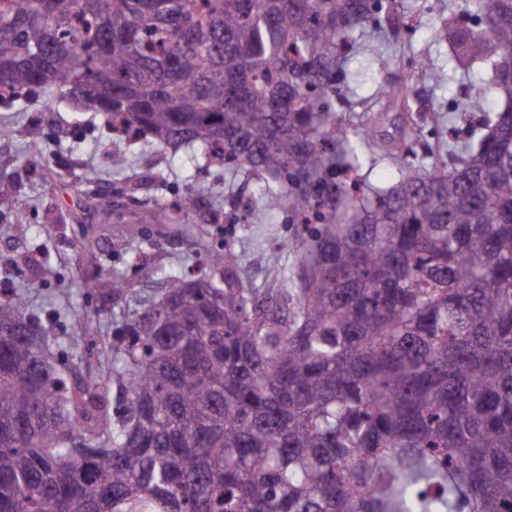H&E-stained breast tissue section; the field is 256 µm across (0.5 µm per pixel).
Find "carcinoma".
Instances as JSON below:
<instances>
[{
	"instance_id": "carcinoma-1",
	"label": "carcinoma",
	"mask_w": 512,
	"mask_h": 512,
	"mask_svg": "<svg viewBox=\"0 0 512 512\" xmlns=\"http://www.w3.org/2000/svg\"><path fill=\"white\" fill-rule=\"evenodd\" d=\"M399 0H14L0 9V90L62 88L159 148L255 180L242 220L283 215L298 257L256 288L200 237L206 267L112 329L105 370L66 387L23 295L0 292V512H512V0L442 6L436 42L469 93L434 113L413 78L351 99L349 53L388 54ZM502 76L483 111L476 68ZM403 110L399 139L337 112ZM397 177L374 184L365 151ZM195 191L155 224H192ZM231 278L216 285V273ZM122 398L112 410L109 389Z\"/></svg>"
}]
</instances>
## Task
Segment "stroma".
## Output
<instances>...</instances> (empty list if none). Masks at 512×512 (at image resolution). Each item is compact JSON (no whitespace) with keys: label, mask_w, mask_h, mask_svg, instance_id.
Wrapping results in <instances>:
<instances>
[{"label":"stroma","mask_w":512,"mask_h":512,"mask_svg":"<svg viewBox=\"0 0 512 512\" xmlns=\"http://www.w3.org/2000/svg\"><path fill=\"white\" fill-rule=\"evenodd\" d=\"M440 20L437 9L416 14L413 32L383 60L357 56L351 69L359 74L358 94L400 79L399 62L413 50L429 44L442 55L443 47L432 44ZM0 125L12 130L0 139V282L24 294L54 336L75 335L79 316L89 310L111 325V296L88 297L86 278L124 274L136 288L125 305L133 312L141 298L163 291L167 276L195 266L196 241L204 233L213 247L230 244L259 285L295 262L276 246L290 232L284 220L212 223L230 201L243 207L252 200L253 186L243 180L225 197L222 168L197 175L184 157L141 145L132 165L115 173L108 159L113 132L104 115L66 99L49 103L36 94L0 104ZM49 181L55 185L50 193L44 190ZM190 187L198 193L193 223H152L154 203L175 201ZM18 197L25 199L24 208H14Z\"/></svg>","instance_id":"1"}]
</instances>
